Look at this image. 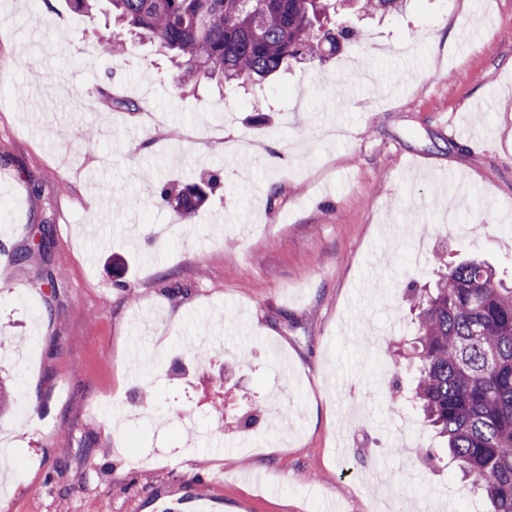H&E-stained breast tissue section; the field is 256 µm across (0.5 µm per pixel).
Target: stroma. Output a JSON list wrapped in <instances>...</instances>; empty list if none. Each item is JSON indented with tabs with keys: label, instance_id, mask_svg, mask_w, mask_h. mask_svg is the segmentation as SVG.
Segmentation results:
<instances>
[{
	"label": "stroma",
	"instance_id": "obj_1",
	"mask_svg": "<svg viewBox=\"0 0 512 512\" xmlns=\"http://www.w3.org/2000/svg\"><path fill=\"white\" fill-rule=\"evenodd\" d=\"M352 25L263 91H188L157 44L103 55L101 13L0 0V512L477 496L391 397L434 255L512 275V0ZM206 171L221 185L190 218L155 195Z\"/></svg>",
	"mask_w": 512,
	"mask_h": 512
}]
</instances>
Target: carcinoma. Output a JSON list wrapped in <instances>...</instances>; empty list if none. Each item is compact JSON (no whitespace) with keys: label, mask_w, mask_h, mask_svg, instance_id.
Instances as JSON below:
<instances>
[{"label":"carcinoma","mask_w":512,"mask_h":512,"mask_svg":"<svg viewBox=\"0 0 512 512\" xmlns=\"http://www.w3.org/2000/svg\"><path fill=\"white\" fill-rule=\"evenodd\" d=\"M97 9L171 53L182 85H259L302 60H323L354 37L351 0H68ZM405 0H360L391 14ZM210 172L161 201L188 217L219 187ZM434 286L413 292L415 385L397 404L416 407L448 456L481 491L488 512H512V280L476 259L434 257Z\"/></svg>","instance_id":"cac0c4a2"}]
</instances>
